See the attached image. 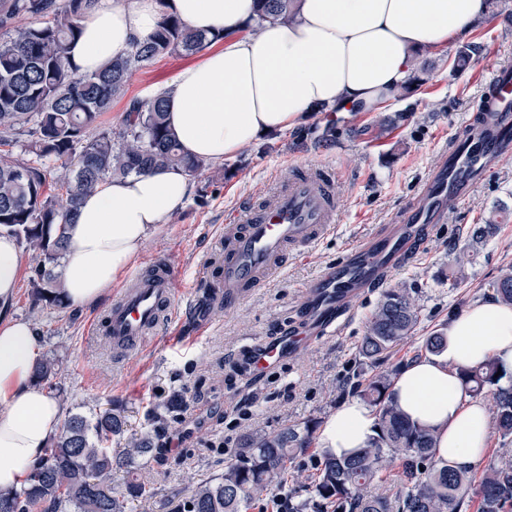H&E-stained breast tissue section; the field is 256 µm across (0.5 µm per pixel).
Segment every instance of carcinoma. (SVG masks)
Masks as SVG:
<instances>
[{"label": "carcinoma", "mask_w": 512, "mask_h": 512, "mask_svg": "<svg viewBox=\"0 0 512 512\" xmlns=\"http://www.w3.org/2000/svg\"><path fill=\"white\" fill-rule=\"evenodd\" d=\"M97 0H0V231L33 252V306L64 308L68 299L57 272L67 246L66 228L83 199L113 178L179 167L194 178L208 162L184 154L166 122L167 99L131 98L121 129L101 125L112 98L123 93L129 75L158 57L194 54L218 39L162 14L152 35L112 58L103 69L79 74L70 46L82 32L86 12ZM259 22H289L297 0H255ZM22 18L40 25H17ZM498 297L512 304V271L495 282ZM419 322L414 301L403 289L387 291L371 315L358 348L376 361L411 335ZM444 336L435 330L421 350L436 355ZM494 362L463 374L468 392L486 389L496 399L495 426L503 441L512 438V381L503 382ZM392 375L379 372L360 385L359 395L375 407L378 430L351 457L323 455L309 487V506L332 512H462L474 491L477 512H512V448L501 455L480 482L470 473L434 459L433 433L407 419L389 396ZM153 435L132 436L123 455L112 456V437L125 421L108 409L89 418L65 417L60 431L29 466L26 484L0 491V512H126L127 504L150 494L141 470L164 449L155 443L164 416L154 415ZM312 445L310 425L285 426L249 439L224 476L199 483L177 512H248L254 496L280 486L288 465ZM128 469L121 491L112 488V470ZM391 480L393 499L372 494L376 482Z\"/></svg>", "instance_id": "cac0c4a2"}]
</instances>
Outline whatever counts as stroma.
I'll list each match as a JSON object with an SVG mask.
<instances>
[{"label": "stroma", "instance_id": "35a3bbf8", "mask_svg": "<svg viewBox=\"0 0 512 512\" xmlns=\"http://www.w3.org/2000/svg\"><path fill=\"white\" fill-rule=\"evenodd\" d=\"M490 22L472 28L467 38L419 57L424 71L404 98L366 111L359 107L313 113L308 123L266 137L237 157L210 163L193 181L184 207L155 230L134 262L144 267L167 256L175 267L171 288L186 301L203 268L224 248V220L243 201L263 196L285 182L299 164L336 167L340 215L333 232L305 254H289L280 272L264 288L231 307L211 305L196 316L181 313L175 334L153 336L149 351L136 359L116 357L104 340H88L90 324L111 305L106 289L90 306L60 309L34 306L35 263L23 253V268L10 312L34 322L42 355L55 359L65 410L87 414L108 407L121 412L128 432L151 427L156 411L173 395L189 405L185 421L166 428L185 434L179 451L149 463L151 498L133 502L131 512H172L193 482L223 473L249 435L311 423L321 429L338 405L356 394L357 384L382 371L398 372L430 332L443 327L450 311L488 292L512 266V157L503 160L450 223L438 225L414 259L389 276L386 286L408 289L419 322L386 358L370 363L358 356L367 322L383 290L374 288L353 300L352 319L339 332L298 347L290 358L262 374L248 372L243 355L257 341H272L298 316L304 286L336 263L347 248L384 231L392 217L438 164L472 111L491 67L512 64V0L490 5ZM477 45L480 56L455 68L459 50ZM200 54L157 59L134 72L123 95L114 97L101 118L119 130L131 97L148 98L172 83L180 70L199 62ZM476 224L496 232L473 243ZM472 256L461 276L451 269L460 253ZM210 332L196 337L198 323Z\"/></svg>", "mask_w": 512, "mask_h": 512}]
</instances>
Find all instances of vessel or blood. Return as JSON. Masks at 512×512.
Wrapping results in <instances>:
<instances>
[{"mask_svg": "<svg viewBox=\"0 0 512 512\" xmlns=\"http://www.w3.org/2000/svg\"><path fill=\"white\" fill-rule=\"evenodd\" d=\"M510 156L512 66L506 64L491 70L471 117L390 227L351 247L305 287L297 325L283 328L276 341L254 344L245 357L249 371L275 367L298 346L345 320L355 296L378 287L408 262L433 229L449 223L485 176ZM336 178L333 166L309 164L268 195L240 207L224 226L217 278L205 274L198 281L211 301L235 306L282 269L289 250L306 249L326 235L339 216ZM173 274L171 264L163 260L132 275L115 292L104 322L95 323L92 334L106 336L116 356L144 352L149 336L172 326L179 316L171 290Z\"/></svg>", "mask_w": 512, "mask_h": 512, "instance_id": "vessel-or-blood-1", "label": "vessel or blood"}]
</instances>
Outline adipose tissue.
Masks as SVG:
<instances>
[{"instance_id": "adipose-tissue-1", "label": "adipose tissue", "mask_w": 512, "mask_h": 512, "mask_svg": "<svg viewBox=\"0 0 512 512\" xmlns=\"http://www.w3.org/2000/svg\"><path fill=\"white\" fill-rule=\"evenodd\" d=\"M165 12L224 36L223 48L181 70L167 94L168 122L183 151L206 161L233 158L320 109H367L392 98L416 52L465 37L488 14L486 0H300L291 22L257 27L253 0H99L71 47L73 66L98 71L147 39ZM192 189L182 170L166 168L112 179L88 195L69 227L61 268L70 302H97ZM21 265L15 239L1 235L0 491L24 483L63 419L60 403L34 383L41 349L32 323L7 312ZM442 333L441 353L409 360L390 393L411 421L433 431L437 461L471 471L492 432L462 373L489 360L512 373V304L488 293L450 312ZM376 432L374 410L350 398L326 420L318 445L343 457Z\"/></svg>"}]
</instances>
